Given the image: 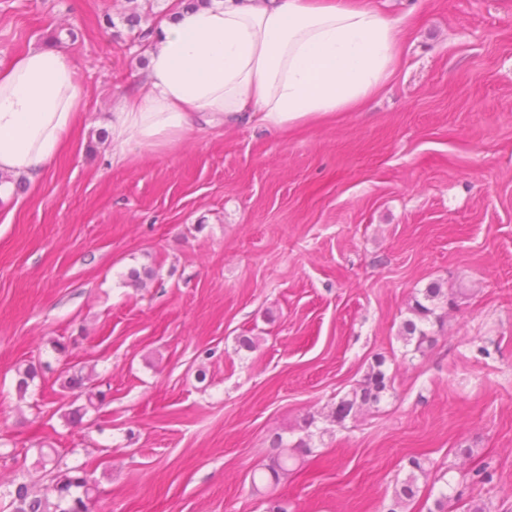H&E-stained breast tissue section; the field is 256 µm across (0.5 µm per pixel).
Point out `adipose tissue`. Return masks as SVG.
Returning a JSON list of instances; mask_svg holds the SVG:
<instances>
[{"label": "adipose tissue", "instance_id": "ef3b65f1", "mask_svg": "<svg viewBox=\"0 0 512 512\" xmlns=\"http://www.w3.org/2000/svg\"><path fill=\"white\" fill-rule=\"evenodd\" d=\"M407 35L371 0H204L152 29L146 91L110 116L112 161L178 147L194 131H285L361 108L394 75ZM71 59L52 48L0 70V199L37 182L83 122Z\"/></svg>", "mask_w": 512, "mask_h": 512}]
</instances>
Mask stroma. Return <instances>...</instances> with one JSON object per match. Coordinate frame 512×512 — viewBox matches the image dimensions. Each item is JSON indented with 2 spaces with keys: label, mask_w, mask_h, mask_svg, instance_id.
Returning <instances> with one entry per match:
<instances>
[{
  "label": "stroma",
  "mask_w": 512,
  "mask_h": 512,
  "mask_svg": "<svg viewBox=\"0 0 512 512\" xmlns=\"http://www.w3.org/2000/svg\"><path fill=\"white\" fill-rule=\"evenodd\" d=\"M372 2L410 28L362 110L116 166L109 112L146 67L124 17L168 0H0V68L59 36L87 103L0 200V507L20 483L53 496L45 446L91 472L90 512H267L251 474L279 434L311 449L276 489L288 512H383L412 456L429 477L404 512L444 489L512 512V0ZM432 282L458 305L420 355L399 328ZM379 354L393 390L326 421ZM72 366L107 394L79 423ZM462 449L487 479L461 481Z\"/></svg>",
  "instance_id": "1"
}]
</instances>
